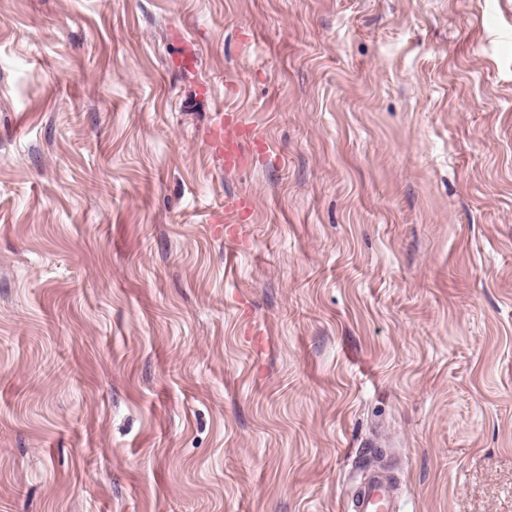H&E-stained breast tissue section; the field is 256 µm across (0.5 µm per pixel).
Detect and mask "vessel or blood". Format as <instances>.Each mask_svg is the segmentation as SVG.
<instances>
[{
    "instance_id": "b4317fda",
    "label": "vessel or blood",
    "mask_w": 512,
    "mask_h": 512,
    "mask_svg": "<svg viewBox=\"0 0 512 512\" xmlns=\"http://www.w3.org/2000/svg\"><path fill=\"white\" fill-rule=\"evenodd\" d=\"M208 144L225 169L238 171L251 163L253 152L265 150V143L254 129L242 123L235 114L221 113L213 121ZM254 208L250 196L235 199L225 209L224 239L237 243V227L243 224ZM399 486L376 461H369L351 495L343 503L344 512H397Z\"/></svg>"
}]
</instances>
